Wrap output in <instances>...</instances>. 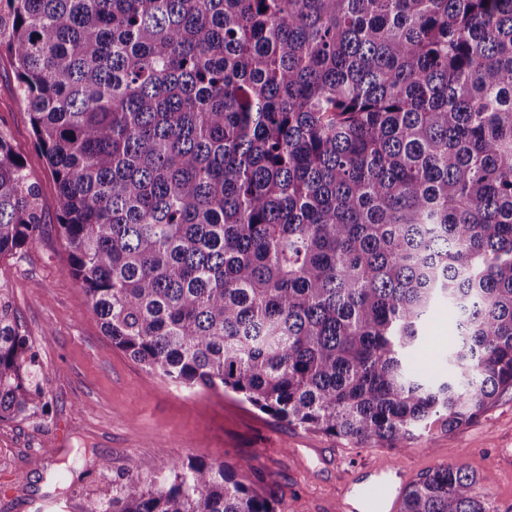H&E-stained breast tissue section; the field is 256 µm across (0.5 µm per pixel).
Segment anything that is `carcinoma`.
Returning <instances> with one entry per match:
<instances>
[{
  "mask_svg": "<svg viewBox=\"0 0 512 512\" xmlns=\"http://www.w3.org/2000/svg\"><path fill=\"white\" fill-rule=\"evenodd\" d=\"M69 274L176 384L393 448L512 390V0H0ZM0 135V258L42 233ZM446 373L413 366L435 309ZM0 292V421L44 407ZM84 512H276L217 462ZM399 512H495L442 466ZM455 331V321L448 317V307H440L434 317L430 336H434L431 347L445 341Z\"/></svg>",
  "mask_w": 512,
  "mask_h": 512,
  "instance_id": "obj_1",
  "label": "carcinoma"
}]
</instances>
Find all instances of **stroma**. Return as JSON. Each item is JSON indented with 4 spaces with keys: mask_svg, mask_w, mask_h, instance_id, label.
<instances>
[{
    "mask_svg": "<svg viewBox=\"0 0 512 512\" xmlns=\"http://www.w3.org/2000/svg\"><path fill=\"white\" fill-rule=\"evenodd\" d=\"M0 135L40 186L38 243L0 258V289L29 336L45 407L0 421V512H83L113 478L148 482L176 459L223 463L277 512H340L346 483L381 467L406 487L443 465L474 472L498 512H512V392L468 427L399 443L356 445L276 421L234 393L161 379L113 346L67 271L57 185L38 155L9 56H0ZM108 468H101V460Z\"/></svg>",
    "mask_w": 512,
    "mask_h": 512,
    "instance_id": "1",
    "label": "stroma"
}]
</instances>
